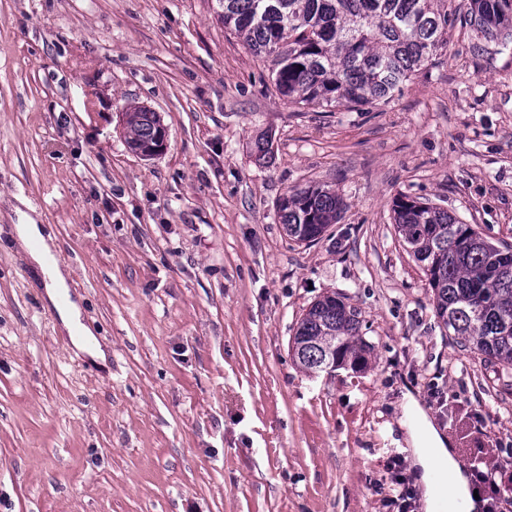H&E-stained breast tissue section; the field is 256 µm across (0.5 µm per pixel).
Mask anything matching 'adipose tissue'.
Listing matches in <instances>:
<instances>
[{"label":"adipose tissue","instance_id":"obj_1","mask_svg":"<svg viewBox=\"0 0 512 512\" xmlns=\"http://www.w3.org/2000/svg\"><path fill=\"white\" fill-rule=\"evenodd\" d=\"M14 233L16 246L26 253L29 265L39 278L45 303L57 314L60 331L66 333L75 350L89 355L97 364H106V351L92 329L82 323L80 301L70 294L71 268L53 259L57 249L54 235L32 219L15 225ZM404 411L413 447V465L417 469V481L423 489L424 500H431L436 478L446 474L450 477L449 507L458 506L463 512H472L475 497L469 479L447 448L445 439L415 399H407Z\"/></svg>","mask_w":512,"mask_h":512}]
</instances>
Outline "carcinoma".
Wrapping results in <instances>:
<instances>
[{
    "label": "carcinoma",
    "mask_w": 512,
    "mask_h": 512,
    "mask_svg": "<svg viewBox=\"0 0 512 512\" xmlns=\"http://www.w3.org/2000/svg\"><path fill=\"white\" fill-rule=\"evenodd\" d=\"M224 28L257 57L272 59L281 99L352 109L393 100L448 44L447 0H219ZM464 17L487 42L512 40V0H463ZM157 113H124L132 148L157 144ZM321 185L290 190L279 202L289 238L320 240L343 210ZM393 218L423 271L448 335L466 341L490 366L512 370V249L500 248L445 209L399 195ZM357 311L325 295L298 322L291 350L306 371L360 370L369 344Z\"/></svg>",
    "instance_id": "carcinoma-1"
}]
</instances>
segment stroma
Returning <instances> with one entry per match:
<instances>
[{"instance_id":"1","label":"stroma","mask_w":512,"mask_h":512,"mask_svg":"<svg viewBox=\"0 0 512 512\" xmlns=\"http://www.w3.org/2000/svg\"><path fill=\"white\" fill-rule=\"evenodd\" d=\"M218 0H0V512H424L413 395L472 487L512 512V386L449 336L394 197L512 246V43L456 20L400 95L288 103ZM157 112L165 149L127 144ZM272 136L267 164L252 156ZM344 200L306 244L278 202ZM27 201L70 266L106 366L76 352L13 244ZM361 314L367 367L291 355L310 304ZM125 139L130 147L146 149L157 144L165 129L157 112H152L145 107L135 106L124 112ZM165 137L154 146V152L163 151Z\"/></svg>"}]
</instances>
